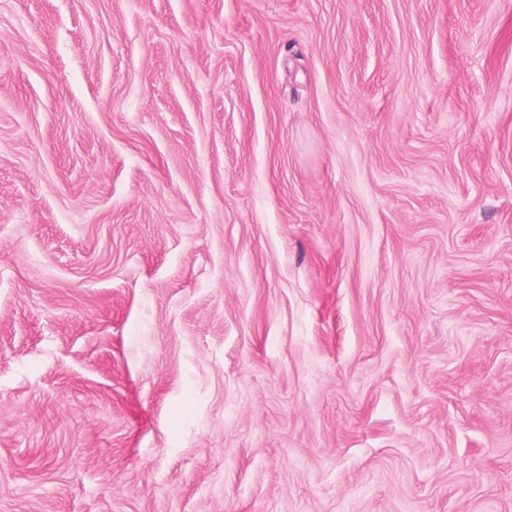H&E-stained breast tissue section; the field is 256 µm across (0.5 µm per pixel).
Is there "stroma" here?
Returning a JSON list of instances; mask_svg holds the SVG:
<instances>
[{
  "label": "stroma",
  "mask_w": 512,
  "mask_h": 512,
  "mask_svg": "<svg viewBox=\"0 0 512 512\" xmlns=\"http://www.w3.org/2000/svg\"><path fill=\"white\" fill-rule=\"evenodd\" d=\"M0 512H512V0H0Z\"/></svg>",
  "instance_id": "1"
}]
</instances>
